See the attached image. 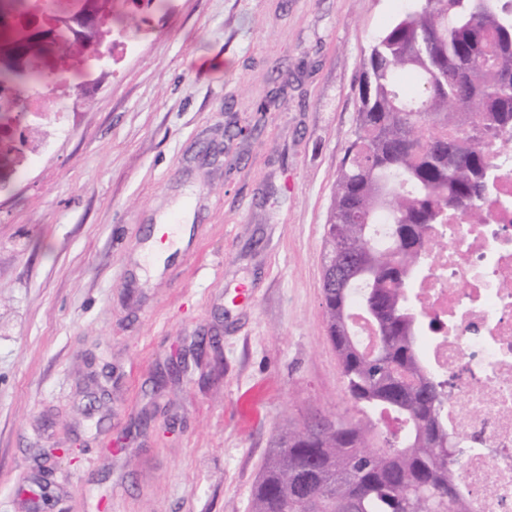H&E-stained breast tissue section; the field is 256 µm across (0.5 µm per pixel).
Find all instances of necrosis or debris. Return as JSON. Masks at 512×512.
Here are the masks:
<instances>
[{
    "mask_svg": "<svg viewBox=\"0 0 512 512\" xmlns=\"http://www.w3.org/2000/svg\"><path fill=\"white\" fill-rule=\"evenodd\" d=\"M81 0H0V50L51 32L81 11ZM75 95L69 79L49 89L0 87V112H32L62 128ZM495 188L484 223L449 211L438 246L415 283L423 306L421 356L448 380V432L467 453L453 472L474 512H512V134L489 140Z\"/></svg>",
    "mask_w": 512,
    "mask_h": 512,
    "instance_id": "necrosis-or-debris-1",
    "label": "necrosis or debris"
}]
</instances>
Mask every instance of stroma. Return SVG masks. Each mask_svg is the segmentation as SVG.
<instances>
[{"label":"stroma","mask_w":512,"mask_h":512,"mask_svg":"<svg viewBox=\"0 0 512 512\" xmlns=\"http://www.w3.org/2000/svg\"><path fill=\"white\" fill-rule=\"evenodd\" d=\"M407 0H115L50 150L0 117V512H251L281 430L357 416L324 228L373 39ZM194 211L160 279L135 255ZM246 301H236L239 286Z\"/></svg>","instance_id":"1"}]
</instances>
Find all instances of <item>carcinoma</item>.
<instances>
[{
  "label": "carcinoma",
  "instance_id": "obj_1",
  "mask_svg": "<svg viewBox=\"0 0 512 512\" xmlns=\"http://www.w3.org/2000/svg\"><path fill=\"white\" fill-rule=\"evenodd\" d=\"M100 31L83 37L95 62ZM44 83L39 60L0 86ZM353 139L336 176L324 251L347 261L359 289L322 281V304L348 399L361 417L329 418L302 440L290 427L257 481L251 512H470L452 471L464 452L442 422L446 383L421 360L410 294L427 231L459 209L484 220L492 190L486 141L512 134V0H408L362 63ZM377 224L399 235L349 256ZM372 312L383 353L349 340L351 310Z\"/></svg>",
  "mask_w": 512,
  "mask_h": 512
}]
</instances>
